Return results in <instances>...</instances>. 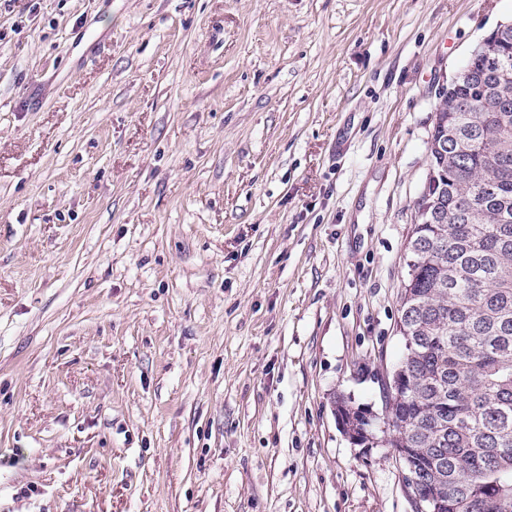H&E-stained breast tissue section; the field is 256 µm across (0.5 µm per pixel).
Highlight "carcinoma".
Segmentation results:
<instances>
[{"instance_id":"1","label":"carcinoma","mask_w":512,"mask_h":512,"mask_svg":"<svg viewBox=\"0 0 512 512\" xmlns=\"http://www.w3.org/2000/svg\"><path fill=\"white\" fill-rule=\"evenodd\" d=\"M495 86L461 83L439 133L469 149L430 194L441 224H414L400 320L410 329L404 430L386 440L436 469L448 512H512V104L498 111ZM483 98L482 112H469Z\"/></svg>"}]
</instances>
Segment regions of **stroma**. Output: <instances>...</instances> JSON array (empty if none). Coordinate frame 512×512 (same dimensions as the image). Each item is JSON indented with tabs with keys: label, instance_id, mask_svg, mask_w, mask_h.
Listing matches in <instances>:
<instances>
[{
	"label": "stroma",
	"instance_id": "1",
	"mask_svg": "<svg viewBox=\"0 0 512 512\" xmlns=\"http://www.w3.org/2000/svg\"><path fill=\"white\" fill-rule=\"evenodd\" d=\"M512 0H0V512H412L381 413L442 88ZM338 405H345L346 407H350L351 409H348L346 415H348L349 417L350 412H352V414L354 415V419L356 420L357 423V426L355 425V423H351L344 414L338 411V406L336 405L335 413L338 423L341 426L345 435L349 438V440L352 441L353 443H366V448H369L371 446V444L368 443L369 440L374 442L375 445L378 442V440L377 438H374L372 436L373 433H367L369 432L368 427H370L371 423H368V421L365 420L366 413H369L370 411L364 408L359 410L358 407L354 411H352V407L348 404V401H340ZM358 426L361 432L365 431L363 432V434L364 436L367 437L366 439L363 438L364 436L361 437V434H357L356 431L358 430Z\"/></svg>",
	"mask_w": 512,
	"mask_h": 512
}]
</instances>
